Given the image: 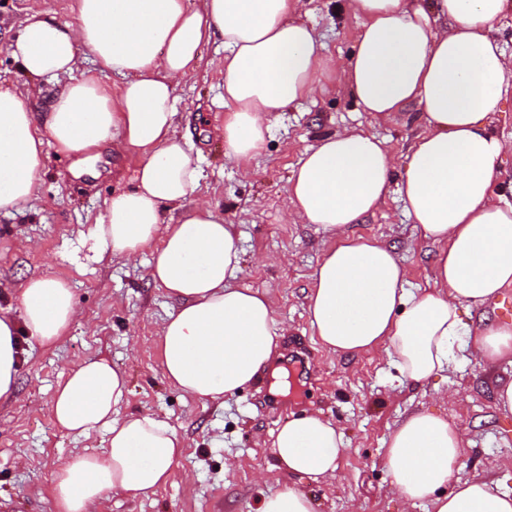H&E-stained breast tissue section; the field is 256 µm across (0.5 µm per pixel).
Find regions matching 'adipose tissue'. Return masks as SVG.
<instances>
[{
    "instance_id": "obj_1",
    "label": "adipose tissue",
    "mask_w": 512,
    "mask_h": 512,
    "mask_svg": "<svg viewBox=\"0 0 512 512\" xmlns=\"http://www.w3.org/2000/svg\"><path fill=\"white\" fill-rule=\"evenodd\" d=\"M297 3L74 0L73 22L32 14L8 46L29 91L0 86V215L33 195L45 148L76 155L81 168L104 148L140 157L135 187L112 195L94 227L97 250L132 259L152 249L150 277L176 302L159 330L165 378L204 402L234 395L273 367L284 333L267 295L237 284L233 225L205 202L176 223L161 220V207L184 208L202 177L174 126L176 87L203 46L220 42V133L226 155L245 160L263 149L276 113L314 96L333 73L374 119L413 106L424 130L402 172L384 139L345 129L307 149L289 178V216L336 241L306 295L313 336L339 356L385 353L413 383L444 372L460 336H473L486 365L512 364V325L485 316L472 329L461 317L512 286V203L496 191L505 143L491 129L512 93V55L493 36L512 0H344L362 30L354 53L340 59L325 55ZM85 57L96 71L54 93L35 118L29 94ZM107 73L118 84L104 85ZM395 176L408 217L436 249L434 284L416 292L391 247L348 234L379 208ZM75 315L68 284L51 276L22 288L19 314L0 310V399L16 386L19 335L53 343ZM129 394L126 373L104 358L75 363L59 385L56 424L75 437L102 434L107 447L52 472L58 512H87L115 492L135 498L170 478L184 440L153 414L124 413ZM346 450L342 432L318 413L288 419L271 443L280 468L315 483L335 478ZM463 453L445 417L416 411L390 433L385 461L407 502L430 500L433 512H512V493L497 481L454 480Z\"/></svg>"
}]
</instances>
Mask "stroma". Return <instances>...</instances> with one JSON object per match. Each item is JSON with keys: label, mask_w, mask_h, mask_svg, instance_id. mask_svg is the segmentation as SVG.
Masks as SVG:
<instances>
[{"label": "stroma", "mask_w": 512, "mask_h": 512, "mask_svg": "<svg viewBox=\"0 0 512 512\" xmlns=\"http://www.w3.org/2000/svg\"><path fill=\"white\" fill-rule=\"evenodd\" d=\"M72 0H0V82L23 88L25 78L7 51L32 10L72 21ZM307 21L326 55L348 56L361 22L341 12L338 0H301ZM205 45L197 70L177 87V125L198 152L203 179L198 198L215 203L235 225L244 272L239 285L268 291L274 317L288 334L281 366L294 383L290 396H273L260 375L224 402H203L171 388L163 378L157 331L174 306L154 284L151 250L136 259L98 257L91 233L106 200L133 188L135 157L105 151L96 175L80 173L70 157L48 153L41 178L22 214L0 216V306L15 303L29 279L53 275L70 287L77 315L50 345L21 337L16 390L0 401V512H56L48 485L71 457L99 452L100 437L74 438L54 421L55 390L72 363L104 357L123 370L130 395L126 412H149L168 421L186 448L168 483L130 498L115 493L88 512H257L259 500L290 484L309 494L314 512H432L429 500L409 504L392 492L383 459L389 433L409 414L427 410L448 418L467 443L455 475L472 478L495 460L503 489L512 490V413L494 404L496 379H512V366L485 371L464 340L453 343L448 372L423 386L404 382L381 353L341 358L311 332L305 295L331 239L313 224H294L285 210L288 180L307 148L327 133L365 129L385 139L396 167H403L416 124L372 122L335 75L324 91L289 106L273 123L265 151L241 163L224 152L217 134L224 124V78ZM351 235L377 237L392 246L406 270L409 290L434 282V256L408 219L397 186H390L374 215L352 225ZM458 393L449 405L448 393ZM315 410L336 424L348 442L333 483L317 484L277 470L270 435L291 415Z\"/></svg>", "instance_id": "obj_1"}]
</instances>
